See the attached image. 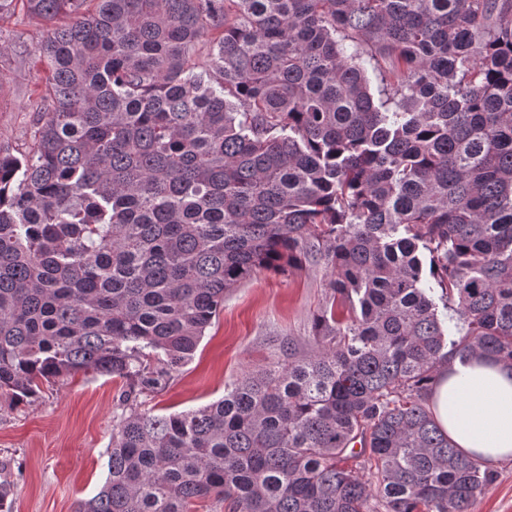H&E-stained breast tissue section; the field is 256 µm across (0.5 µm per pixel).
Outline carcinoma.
<instances>
[{"instance_id": "carcinoma-1", "label": "carcinoma", "mask_w": 512, "mask_h": 512, "mask_svg": "<svg viewBox=\"0 0 512 512\" xmlns=\"http://www.w3.org/2000/svg\"><path fill=\"white\" fill-rule=\"evenodd\" d=\"M22 2L69 22L0 149L1 393L151 390L256 269L330 272L310 355L194 411L124 393L74 512H471L494 473L429 400L512 366V0Z\"/></svg>"}]
</instances>
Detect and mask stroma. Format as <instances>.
Masks as SVG:
<instances>
[{
  "label": "stroma",
  "mask_w": 512,
  "mask_h": 512,
  "mask_svg": "<svg viewBox=\"0 0 512 512\" xmlns=\"http://www.w3.org/2000/svg\"><path fill=\"white\" fill-rule=\"evenodd\" d=\"M48 30L20 8L0 18V147L13 152L31 144L47 76L39 48ZM328 279L313 261L286 276L257 271L225 295L193 359L138 395L141 408L165 415L199 408L221 398L226 383L284 362L288 346L307 352ZM127 387L89 371L52 380L21 403L0 398V465L14 483L12 512H73L77 501L98 493ZM493 469L472 512H512V460Z\"/></svg>",
  "instance_id": "35a3bbf8"
}]
</instances>
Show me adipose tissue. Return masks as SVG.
Listing matches in <instances>:
<instances>
[{
    "mask_svg": "<svg viewBox=\"0 0 512 512\" xmlns=\"http://www.w3.org/2000/svg\"><path fill=\"white\" fill-rule=\"evenodd\" d=\"M441 431L467 456L494 464L512 457V369L487 358L451 361L430 399Z\"/></svg>",
    "mask_w": 512,
    "mask_h": 512,
    "instance_id": "1",
    "label": "adipose tissue"
}]
</instances>
